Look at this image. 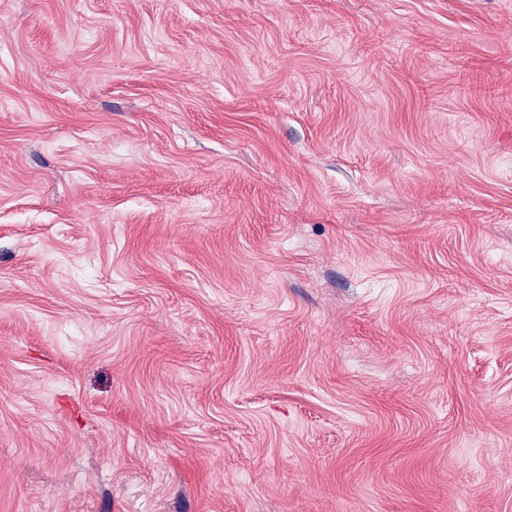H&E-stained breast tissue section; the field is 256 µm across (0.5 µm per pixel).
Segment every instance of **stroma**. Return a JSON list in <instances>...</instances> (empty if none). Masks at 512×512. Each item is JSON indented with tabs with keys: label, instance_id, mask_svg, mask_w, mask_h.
<instances>
[{
	"label": "stroma",
	"instance_id": "obj_1",
	"mask_svg": "<svg viewBox=\"0 0 512 512\" xmlns=\"http://www.w3.org/2000/svg\"><path fill=\"white\" fill-rule=\"evenodd\" d=\"M0 512H512V0H0Z\"/></svg>",
	"mask_w": 512,
	"mask_h": 512
}]
</instances>
